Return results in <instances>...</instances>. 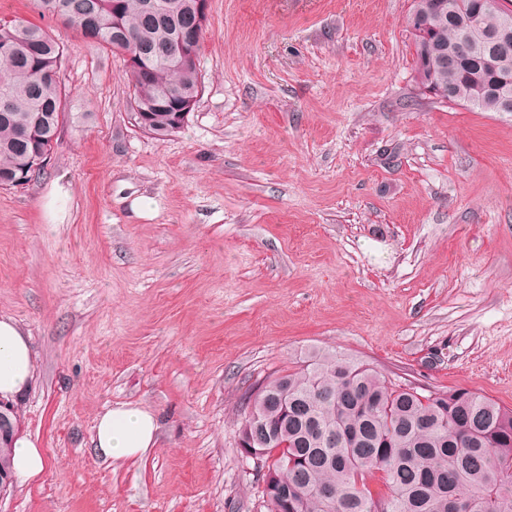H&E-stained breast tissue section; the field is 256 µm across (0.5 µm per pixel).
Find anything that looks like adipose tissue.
Returning <instances> with one entry per match:
<instances>
[{
  "label": "adipose tissue",
  "mask_w": 512,
  "mask_h": 512,
  "mask_svg": "<svg viewBox=\"0 0 512 512\" xmlns=\"http://www.w3.org/2000/svg\"><path fill=\"white\" fill-rule=\"evenodd\" d=\"M34 379L35 358L28 337L15 320L0 316V399L21 397ZM157 431V422L149 411L122 403L99 416L95 449L107 460L135 459L153 448ZM48 467L49 459L35 440L15 438L11 469L16 478L23 482L38 479Z\"/></svg>",
  "instance_id": "ef3b65f1"
}]
</instances>
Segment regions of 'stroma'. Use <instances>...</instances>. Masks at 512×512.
Returning <instances> with one entry per match:
<instances>
[{"mask_svg":"<svg viewBox=\"0 0 512 512\" xmlns=\"http://www.w3.org/2000/svg\"><path fill=\"white\" fill-rule=\"evenodd\" d=\"M411 0H210L181 132L135 123L122 56L67 49L69 120L0 188V316L36 375L13 407L51 466L0 512H267L243 402L300 351L512 409V112L420 91ZM157 419L112 463L108 407ZM95 450L105 460L136 459L154 448L158 431L155 417L130 403L117 404L97 420Z\"/></svg>","mask_w":512,"mask_h":512,"instance_id":"stroma-1","label":"stroma"}]
</instances>
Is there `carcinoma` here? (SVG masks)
<instances>
[{"mask_svg": "<svg viewBox=\"0 0 512 512\" xmlns=\"http://www.w3.org/2000/svg\"><path fill=\"white\" fill-rule=\"evenodd\" d=\"M41 13L113 53L138 54L144 79L128 77L133 111L151 116L150 132L181 131L173 108L202 91L201 71L173 55L179 39L198 53L208 18L191 0H167L163 13L147 0H37ZM415 72L434 98L482 112L503 111L497 77L512 80V56L497 72L494 51L461 50L465 33L496 30L501 0H482L474 13L457 0H413ZM65 51L26 20L0 19V184L52 151L65 121ZM239 433L247 432L269 471L268 512H512V409L468 389L423 393L390 385L373 366L313 351L287 373L245 398ZM380 476L384 490L368 479Z\"/></svg>", "mask_w": 512, "mask_h": 512, "instance_id": "1", "label": "carcinoma"}]
</instances>
